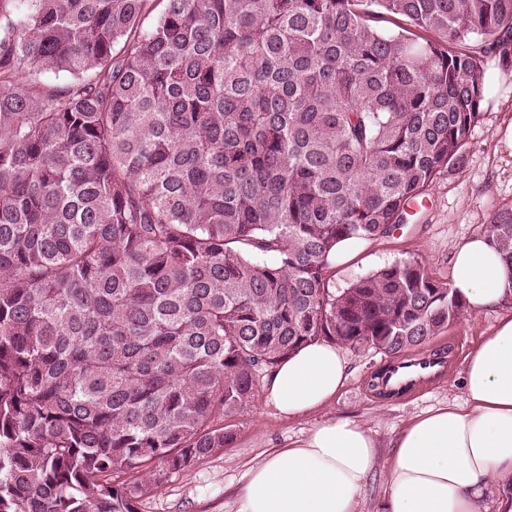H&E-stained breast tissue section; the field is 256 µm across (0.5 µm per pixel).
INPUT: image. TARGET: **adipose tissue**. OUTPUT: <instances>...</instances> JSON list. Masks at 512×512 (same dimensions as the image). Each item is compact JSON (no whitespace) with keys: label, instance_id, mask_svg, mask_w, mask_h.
Segmentation results:
<instances>
[{"label":"adipose tissue","instance_id":"ef3b65f1","mask_svg":"<svg viewBox=\"0 0 512 512\" xmlns=\"http://www.w3.org/2000/svg\"><path fill=\"white\" fill-rule=\"evenodd\" d=\"M450 286L469 311L502 308L512 260L472 237L454 250ZM461 374L465 405L423 412L393 439L383 512H482L490 486L512 480V311L469 350ZM346 379L341 351L318 339L270 371L262 398L291 419L329 405ZM377 462L360 424L326 420L248 470L237 512H355Z\"/></svg>","mask_w":512,"mask_h":512}]
</instances>
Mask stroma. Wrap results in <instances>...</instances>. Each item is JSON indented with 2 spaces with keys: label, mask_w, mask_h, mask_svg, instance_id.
<instances>
[{
  "label": "stroma",
  "mask_w": 512,
  "mask_h": 512,
  "mask_svg": "<svg viewBox=\"0 0 512 512\" xmlns=\"http://www.w3.org/2000/svg\"><path fill=\"white\" fill-rule=\"evenodd\" d=\"M481 120L469 134L466 160L457 170L441 173L430 186L423 204L412 207L408 224L390 236L362 242L346 266L334 268L336 289L394 263L416 259L442 282L452 277V254L464 240L484 234L498 210L512 207V157L498 149L495 130L504 117L490 105H481ZM498 311L463 313L435 336L431 347L454 346L448 373L409 397L370 395L365 385L387 363L375 349L342 347L348 378L333 405L306 417L287 421L262 398L231 418L232 440L211 456L171 475L152 494L142 498L139 512H236L234 491L247 470L273 448L297 441L326 419L347 416L367 429L378 444V464L357 498L355 512H380L387 492L386 465L391 442L416 415L451 402H462L460 371L472 346L490 332Z\"/></svg>",
  "instance_id": "obj_1"
}]
</instances>
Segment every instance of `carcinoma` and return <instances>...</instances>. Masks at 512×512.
<instances>
[{
	"label": "carcinoma",
	"instance_id": "obj_1",
	"mask_svg": "<svg viewBox=\"0 0 512 512\" xmlns=\"http://www.w3.org/2000/svg\"><path fill=\"white\" fill-rule=\"evenodd\" d=\"M150 2L0 0V512H138L302 345L396 359L467 310L331 258L462 165L512 0ZM487 236L512 259V209ZM70 81L69 76L62 73L55 75L50 71L32 73L29 70H23L17 75V84L23 88L39 85L46 90H50L52 88L64 86Z\"/></svg>",
	"mask_w": 512,
	"mask_h": 512
}]
</instances>
